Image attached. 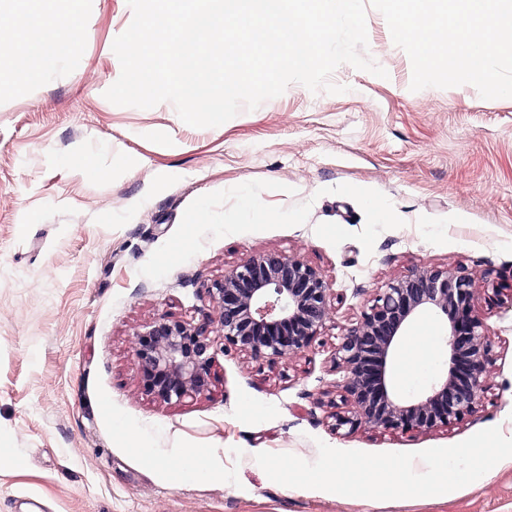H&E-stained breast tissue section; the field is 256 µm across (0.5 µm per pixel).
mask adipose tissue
I'll return each mask as SVG.
<instances>
[{
	"label": "adipose tissue",
	"instance_id": "1",
	"mask_svg": "<svg viewBox=\"0 0 512 512\" xmlns=\"http://www.w3.org/2000/svg\"><path fill=\"white\" fill-rule=\"evenodd\" d=\"M85 0H15L9 59L28 80L43 79L83 35Z\"/></svg>",
	"mask_w": 512,
	"mask_h": 512
}]
</instances>
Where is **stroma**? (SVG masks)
Listing matches in <instances>:
<instances>
[{
	"mask_svg": "<svg viewBox=\"0 0 512 512\" xmlns=\"http://www.w3.org/2000/svg\"><path fill=\"white\" fill-rule=\"evenodd\" d=\"M131 21L127 0H86L84 35L45 82H0V449L26 460L0 468V512H512V463L403 506L283 486L255 461L312 462L320 440L376 453L512 438V309L484 294L494 386L477 413L417 435L332 427L346 408L334 348L376 288L452 258L512 289V98L411 91L410 58L371 8L367 53L387 77L344 64L331 80L346 93L293 83L196 128L169 102L105 99ZM78 156L95 176L75 175ZM268 250L321 270L335 320L290 360L218 354L208 394H146L135 333L200 322L208 286ZM191 448L202 472L179 476Z\"/></svg>",
	"mask_w": 512,
	"mask_h": 512,
	"instance_id": "obj_1",
	"label": "stroma"
}]
</instances>
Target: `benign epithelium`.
<instances>
[{
    "instance_id": "1",
    "label": "benign epithelium",
    "mask_w": 512,
    "mask_h": 512,
    "mask_svg": "<svg viewBox=\"0 0 512 512\" xmlns=\"http://www.w3.org/2000/svg\"><path fill=\"white\" fill-rule=\"evenodd\" d=\"M481 282L458 261L421 265L376 289L372 305L339 337L336 387L349 409L331 415L351 434L428 433L483 406L493 387L492 343L475 301ZM207 293L218 321L161 319L136 332L133 359L143 390L164 403L205 395L215 380L217 343L255 359L290 360L307 350L333 319L332 284L315 266L264 251L224 273ZM441 324L448 368L423 394L406 398L391 385L401 342L416 323Z\"/></svg>"
}]
</instances>
